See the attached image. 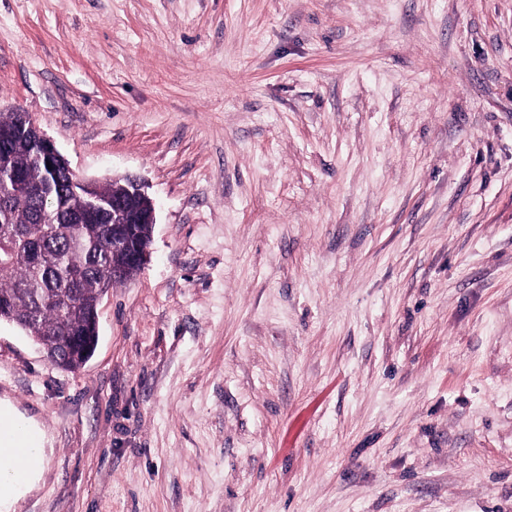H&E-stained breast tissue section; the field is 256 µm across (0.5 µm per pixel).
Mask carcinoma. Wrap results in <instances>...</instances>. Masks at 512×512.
I'll use <instances>...</instances> for the list:
<instances>
[{"label":"carcinoma","mask_w":512,"mask_h":512,"mask_svg":"<svg viewBox=\"0 0 512 512\" xmlns=\"http://www.w3.org/2000/svg\"><path fill=\"white\" fill-rule=\"evenodd\" d=\"M38 139L28 123L11 143L36 185L34 194H13L8 172H0V304L8 306L12 323L40 342L52 365L74 371L83 359L71 341L98 340V302L118 283L112 268L124 264L126 254L112 249L101 224L61 222L71 208L66 191L78 177L66 171L47 179L30 160Z\"/></svg>","instance_id":"cac0c4a2"}]
</instances>
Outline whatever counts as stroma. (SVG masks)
Segmentation results:
<instances>
[{"label":"stroma","instance_id":"1","mask_svg":"<svg viewBox=\"0 0 512 512\" xmlns=\"http://www.w3.org/2000/svg\"><path fill=\"white\" fill-rule=\"evenodd\" d=\"M133 175L80 369L0 324L15 512H512V0H0V114ZM4 410L11 413V422L21 425L28 432L36 435L35 448L31 445L30 439L25 435L23 430H16L15 435L11 437H3V432L8 428V416L3 409H0V456H9L15 460L17 479H23L27 473L30 461V448H33L36 465L30 472L29 476L23 483H14L12 480V462L8 458L0 459V486L2 493L0 494V509L3 512H12L14 503L17 499L24 495L41 477L44 470V462L46 459V439L41 431L37 428L36 422L32 417L16 411L9 405L3 404Z\"/></svg>","mask_w":512,"mask_h":512}]
</instances>
